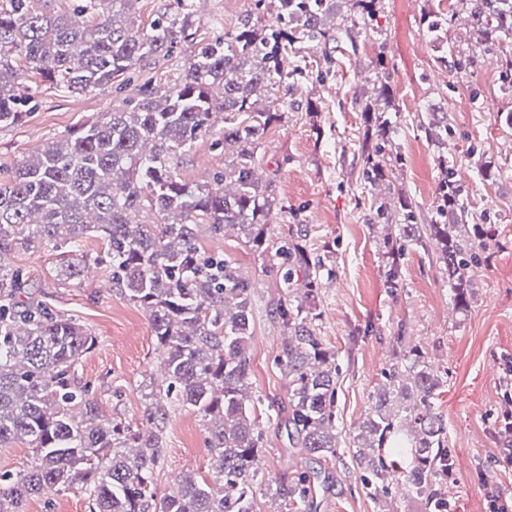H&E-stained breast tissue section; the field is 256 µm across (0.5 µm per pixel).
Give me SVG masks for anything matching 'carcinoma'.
<instances>
[{
	"label": "carcinoma",
	"instance_id": "carcinoma-1",
	"mask_svg": "<svg viewBox=\"0 0 512 512\" xmlns=\"http://www.w3.org/2000/svg\"><path fill=\"white\" fill-rule=\"evenodd\" d=\"M423 13L426 36L448 43L452 19L432 0ZM465 18L485 53L499 62V80L512 90V0H469ZM138 0H76L50 12L43 0H6L0 6V125L22 119L40 92L27 84L28 70L68 92L107 87L123 77L136 82V97L84 122L27 156L0 178V447L25 439L37 459L27 471L0 474V512H24V502L45 488L81 485L91 512H263L253 481L264 445L256 407L286 413L288 442L306 456H334L336 353L318 336L321 289L335 275V250L307 247L310 228L268 223L279 200L272 181L257 174V154L267 130L282 119L264 105L269 96L302 76L305 49L322 48L317 66L333 53L357 52L358 20L372 18L379 0H254L253 13L231 32L201 38L178 13L140 28ZM276 12L277 23L261 24ZM190 52L182 76L165 85L146 76L153 61L177 46ZM298 65L285 69L288 57ZM390 85L361 104L364 129L361 173L377 192L371 209L383 229L384 274L399 288L404 244L427 249L434 242L440 269L454 289V305L466 310L474 295L469 272L490 249L489 232L473 224L466 187L439 165L435 219L415 224L412 199L378 187L402 163L391 135ZM224 114V126L214 118ZM426 130L440 144L445 117L429 109ZM212 150L233 147L224 170L188 183L179 159L200 139ZM147 212L155 221L140 222ZM212 236L235 228L260 262L262 273L284 286L270 312L283 331L278 361L288 380L287 403L257 393L248 354L254 282L221 255L207 252L199 228ZM103 244L90 258L83 242ZM54 252V277L78 279L89 263L104 267L114 290L148 313L163 353L167 385L149 383L148 420L163 416L162 400L197 412L213 460L211 478L189 475L160 492L152 474L161 457L156 433L145 434L107 418L98 399L77 377L79 361L98 344L73 316L52 313L32 296L24 270L4 263L9 251ZM442 384L417 347L402 348L373 392L355 436V457L373 485L401 470L408 494L428 510L444 507L442 487L453 480L442 416L433 399ZM392 448L386 462L375 450ZM328 490L332 476L313 467L275 486L270 498L312 512L315 485Z\"/></svg>",
	"mask_w": 512,
	"mask_h": 512
}]
</instances>
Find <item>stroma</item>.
Returning <instances> with one entry per match:
<instances>
[{
	"label": "stroma",
	"mask_w": 512,
	"mask_h": 512,
	"mask_svg": "<svg viewBox=\"0 0 512 512\" xmlns=\"http://www.w3.org/2000/svg\"><path fill=\"white\" fill-rule=\"evenodd\" d=\"M253 0H194L190 20L199 33L234 30L252 10ZM424 0L404 7L402 0H382L374 20L367 22L357 53L341 57L330 72H309L293 88L272 95L271 109L282 112L281 123L266 133L258 154L259 172L274 181L281 201L271 224L303 223L310 227L309 245L336 249V276L322 290L318 331L336 353L337 456L322 466L333 475L330 489L318 499L316 512H422L420 503L393 480L388 491L364 488L363 471L354 456V438L398 349V338L419 345L436 367L443 384L435 406L442 415L454 480L445 489L442 512H486V495L497 490L512 495V471L492 460L502 447L505 424L503 377L512 368V128L503 114L512 112V93L498 80V63L484 57L470 27L453 23L448 41L454 49L480 57L468 70L437 63L440 51L420 24ZM393 87L397 110L394 144L405 160L391 180L416 204L418 223H429L435 200L438 157L446 155L456 178L469 186L466 206L474 218L485 219L492 236L490 258L474 274L475 295L467 311H457L448 278L434 250L408 248L400 270V287H387L380 247L381 227L373 226L370 188L359 173L357 100L382 81ZM30 84L42 91L29 113L15 124L0 127V171L7 170L50 140L81 123L112 111L134 94L133 88L106 87L92 92L64 93L45 87L38 73ZM321 109L319 130L305 120L307 103ZM448 116V141L437 148L420 126L429 106ZM485 156L503 175L482 179L475 166ZM223 153L198 141L180 165L182 180L197 183L223 170ZM208 251L221 253L255 284L252 293L250 344L255 390L285 398L286 380L276 358L282 329L269 312L275 294L272 280L261 273L254 256L236 231L203 236ZM8 262L26 269L37 298L55 312L73 314L99 339L80 361L82 382L91 385L107 417L133 428L159 433L163 456L153 481L172 486L185 471L209 476L210 456L200 416L169 406L164 418L147 420L144 387L159 366L158 349L147 313L87 277L58 283L49 252L20 250ZM265 434L258 493H268L300 460L288 443V430L274 410H262ZM25 512H90L81 486L29 498Z\"/></svg>",
	"instance_id": "1"
}]
</instances>
